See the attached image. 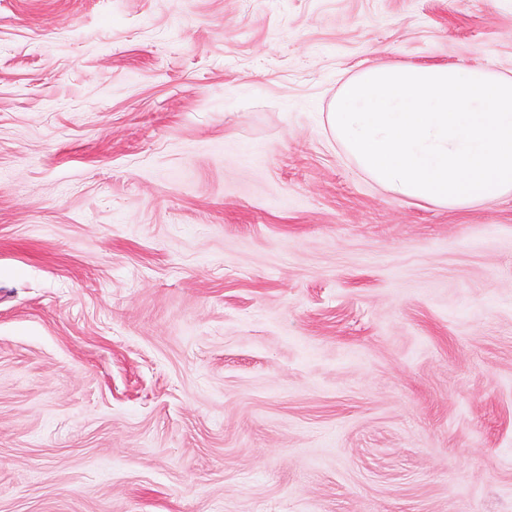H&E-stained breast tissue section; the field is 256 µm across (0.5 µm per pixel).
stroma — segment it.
I'll list each match as a JSON object with an SVG mask.
<instances>
[{
  "instance_id": "obj_1",
  "label": "stroma",
  "mask_w": 512,
  "mask_h": 512,
  "mask_svg": "<svg viewBox=\"0 0 512 512\" xmlns=\"http://www.w3.org/2000/svg\"><path fill=\"white\" fill-rule=\"evenodd\" d=\"M512 72V0H0V512H512V196L326 123Z\"/></svg>"
}]
</instances>
